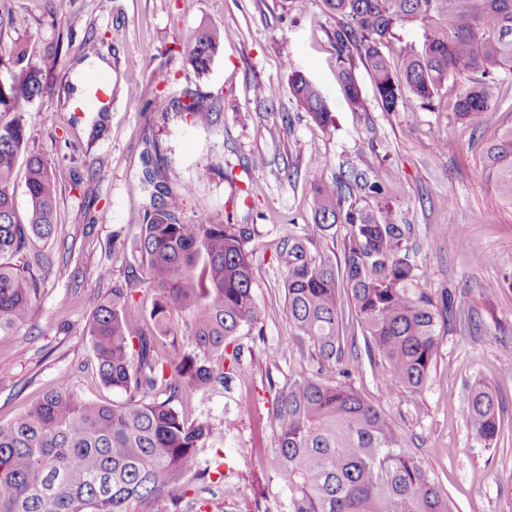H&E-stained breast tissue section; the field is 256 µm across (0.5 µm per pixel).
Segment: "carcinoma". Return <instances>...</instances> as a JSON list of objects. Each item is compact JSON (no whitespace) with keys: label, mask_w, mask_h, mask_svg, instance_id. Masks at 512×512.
Returning a JSON list of instances; mask_svg holds the SVG:
<instances>
[{"label":"carcinoma","mask_w":512,"mask_h":512,"mask_svg":"<svg viewBox=\"0 0 512 512\" xmlns=\"http://www.w3.org/2000/svg\"><path fill=\"white\" fill-rule=\"evenodd\" d=\"M337 18L338 77L347 104L367 102L354 70L370 72L382 107H406L404 91L430 105L448 79L460 81L456 116L476 134L494 97L496 74L512 70V0H324ZM425 23L420 49L392 67L383 47L394 30ZM173 44L199 76L210 70L224 44V28L211 25ZM296 102L320 126L332 123L323 97L305 76H289ZM50 83L47 69L13 46L9 77L0 79V341L29 323L50 261L33 252L37 241L59 232L58 185L41 156L26 158L28 209L15 204V170L26 150L24 114ZM158 111L175 106L196 124L218 122L221 103H175L157 95ZM482 173L512 206V127L485 146ZM374 199L362 206L351 178L342 173L312 188L314 232L327 237L348 225L342 257L312 255L307 229L283 243V288L296 336L314 347L313 367L278 389L270 416L274 448L268 466L283 479L289 512H452L429 475L403 448L391 421L351 385L361 365L347 364L340 380H324L341 360L338 288L355 302L370 357L387 366L384 387L418 389L440 344V318L453 312L448 293L437 300L409 259L408 228L398 223L378 180L363 179ZM180 193L151 204L136 225L134 263L104 297L89 299L90 336L104 386L125 394L119 403L86 401L62 377L12 423L0 424V512H129L132 501L163 500L180 512L192 481L209 476L199 450L216 435L207 422H189L174 401L198 397L233 375L241 347H227L245 326L261 322L252 293L251 228L246 224H187ZM143 292L150 303L137 301ZM188 313L175 327L172 312ZM147 328L133 334V323ZM188 337L178 350L172 338ZM164 393L166 399L156 400ZM467 420L487 442L498 432V404L478 385L468 398Z\"/></svg>","instance_id":"obj_1"}]
</instances>
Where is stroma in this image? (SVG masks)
Segmentation results:
<instances>
[{
	"label": "stroma",
	"instance_id": "obj_1",
	"mask_svg": "<svg viewBox=\"0 0 512 512\" xmlns=\"http://www.w3.org/2000/svg\"><path fill=\"white\" fill-rule=\"evenodd\" d=\"M12 22L0 28V51L21 42L50 67L49 90L25 116L27 150L50 163L59 182L61 232L43 244L54 265L33 320L0 341V423L27 411L60 377L87 400L120 402L96 374L84 326L89 294L122 281L135 245V226L155 191L145 173L165 169L169 187L191 185L182 216L189 224H246L256 251L253 295L261 322L245 327L239 376L203 397L181 403L188 420L224 429L201 449L202 467L239 489L194 482L210 512H288V491L267 465L273 436L267 415L286 378L312 364L311 344L299 343L281 286L283 240L312 223L310 188L339 172L379 176L399 223L409 225L410 257L433 296L451 292L454 313L441 320V341L426 383L386 392L383 364L365 357V341L348 293H340L344 360L359 357L351 383L403 437L404 448L435 481L453 512H512V206L481 174L482 147L512 126V72L500 74L499 96L477 135L457 120L455 83L423 108L379 106L364 67L355 76L369 108L348 106L337 75L336 20L324 0H0ZM66 17L57 25L55 12ZM224 28L210 71L197 76L175 35ZM63 43L58 58L51 47ZM109 56L116 91L97 127L76 109L73 65ZM302 72L334 116L317 126L292 98L291 71ZM262 86L256 99L254 86ZM221 98L218 123L206 128L174 109L149 107L153 94ZM291 115L282 123L278 108ZM111 281L98 280L101 267ZM488 386L499 403L498 434L485 442L470 428L472 387Z\"/></svg>",
	"mask_w": 512,
	"mask_h": 512
}]
</instances>
